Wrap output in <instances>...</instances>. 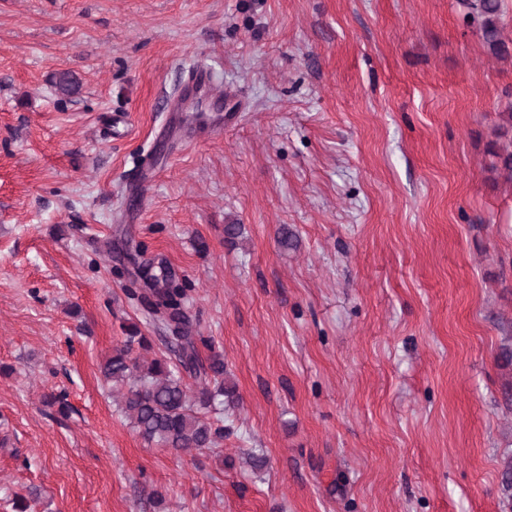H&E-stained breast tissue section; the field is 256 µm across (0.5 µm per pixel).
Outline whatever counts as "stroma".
Instances as JSON below:
<instances>
[{
    "instance_id": "stroma-1",
    "label": "stroma",
    "mask_w": 512,
    "mask_h": 512,
    "mask_svg": "<svg viewBox=\"0 0 512 512\" xmlns=\"http://www.w3.org/2000/svg\"><path fill=\"white\" fill-rule=\"evenodd\" d=\"M465 13L0 0V512H512V0L501 58ZM161 262L240 399L219 455L100 372Z\"/></svg>"
}]
</instances>
